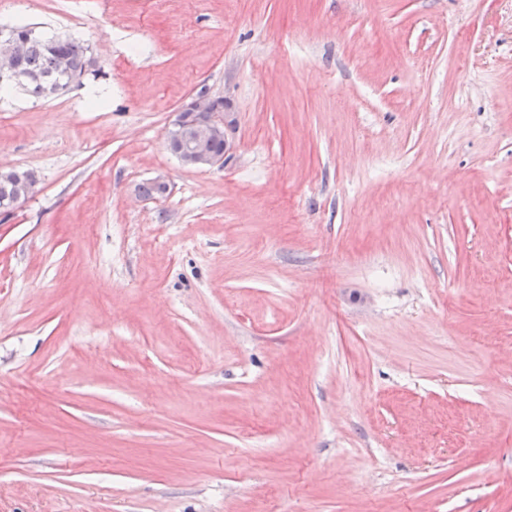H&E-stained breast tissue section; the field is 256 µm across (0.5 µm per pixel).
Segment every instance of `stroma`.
Masks as SVG:
<instances>
[{"label": "stroma", "mask_w": 512, "mask_h": 512, "mask_svg": "<svg viewBox=\"0 0 512 512\" xmlns=\"http://www.w3.org/2000/svg\"><path fill=\"white\" fill-rule=\"evenodd\" d=\"M19 20L100 70L0 95V512H512V0ZM203 91L206 89L202 88L199 93L193 94L191 101L175 113L168 131L169 149L185 165L196 168L223 164L224 158L213 156L208 150L212 141L210 151L217 155H225L233 145V123L222 113L224 98L217 97L212 101L211 96ZM16 166L2 167L0 166L1 174H9L17 171ZM0 174V202L8 203L13 196L14 200L11 207L7 209L8 212L15 210L29 197V190L35 183V175L33 172L26 170L24 178L20 181L17 191V183L12 176H5ZM17 191V193H16Z\"/></svg>", "instance_id": "1"}]
</instances>
